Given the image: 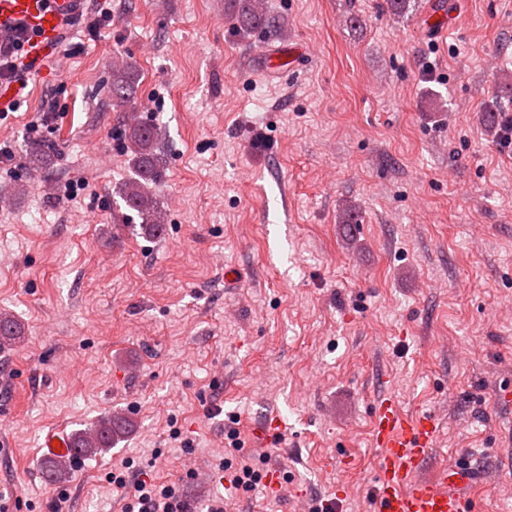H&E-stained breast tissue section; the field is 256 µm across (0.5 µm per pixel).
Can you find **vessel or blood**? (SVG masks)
<instances>
[{"label": "vessel or blood", "instance_id": "1", "mask_svg": "<svg viewBox=\"0 0 512 512\" xmlns=\"http://www.w3.org/2000/svg\"><path fill=\"white\" fill-rule=\"evenodd\" d=\"M81 8V0H0V40L25 25L28 58L43 60L58 41L65 21ZM372 433L379 448L375 467L377 512H467L465 489L476 483L467 458H458L432 478L421 472L436 444L438 422L429 414L406 413L394 397L375 404ZM48 455L77 462L66 434L49 432L42 444Z\"/></svg>", "mask_w": 512, "mask_h": 512}]
</instances>
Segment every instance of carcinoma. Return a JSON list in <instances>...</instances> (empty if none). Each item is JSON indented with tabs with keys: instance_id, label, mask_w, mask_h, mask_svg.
I'll return each instance as SVG.
<instances>
[{
	"instance_id": "obj_1",
	"label": "carcinoma",
	"mask_w": 512,
	"mask_h": 512,
	"mask_svg": "<svg viewBox=\"0 0 512 512\" xmlns=\"http://www.w3.org/2000/svg\"><path fill=\"white\" fill-rule=\"evenodd\" d=\"M235 17L244 31L252 29L277 33L282 26L268 14L265 0H232ZM137 81L135 64L127 62L112 68V109L124 112L131 105ZM156 129L150 125L140 124L128 128L127 155L133 177L121 186L119 196L124 203V210L115 214V220L124 224L135 219L149 232L159 234L166 224V214L158 200L157 188L163 168L160 157L156 154ZM53 154L51 144L35 141L29 144L27 155L32 163H40ZM21 335V326L11 314L0 312V342L11 340ZM131 423L120 416H107L96 420L90 426L72 434L73 447L81 456L88 458L101 454L116 444L129 432ZM70 465L56 460L46 468V477L51 482L68 478Z\"/></svg>"
}]
</instances>
